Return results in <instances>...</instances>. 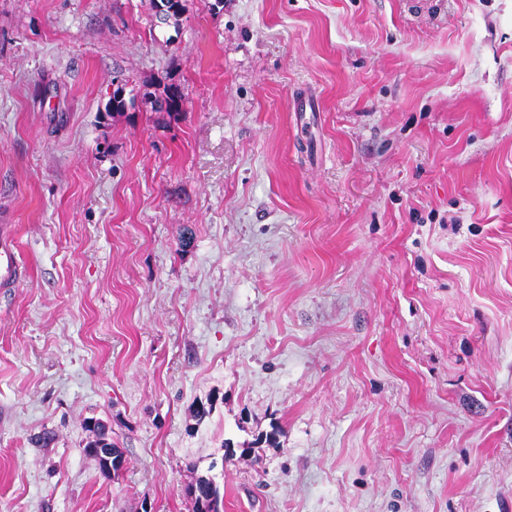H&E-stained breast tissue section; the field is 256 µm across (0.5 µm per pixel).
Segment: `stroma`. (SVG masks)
<instances>
[{
	"label": "stroma",
	"instance_id": "35a3bbf8",
	"mask_svg": "<svg viewBox=\"0 0 512 512\" xmlns=\"http://www.w3.org/2000/svg\"><path fill=\"white\" fill-rule=\"evenodd\" d=\"M182 3L0 0V512H512V0ZM23 278L17 243L11 231L0 235V288H15ZM88 428L95 433L96 439L91 441L87 445V448H92L94 454L103 456L109 467L114 465L117 468H121L124 462L123 457L119 452L112 449V441L107 438L104 424L100 422H89Z\"/></svg>",
	"mask_w": 512,
	"mask_h": 512
}]
</instances>
